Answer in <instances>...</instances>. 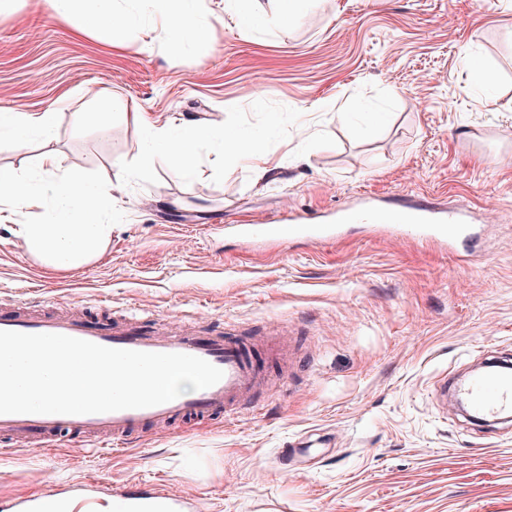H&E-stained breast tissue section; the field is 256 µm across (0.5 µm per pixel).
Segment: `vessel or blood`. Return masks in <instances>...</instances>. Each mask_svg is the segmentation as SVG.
<instances>
[{"instance_id":"b4317fda","label":"vessel or blood","mask_w":512,"mask_h":512,"mask_svg":"<svg viewBox=\"0 0 512 512\" xmlns=\"http://www.w3.org/2000/svg\"><path fill=\"white\" fill-rule=\"evenodd\" d=\"M343 224L381 225L425 240L453 241L472 233L462 212L436 207L425 199L389 206L370 205L359 214L341 210L332 224H241L237 232L247 244L256 238L282 244L301 237L331 239ZM0 330L62 334L115 349L188 354L223 372L222 379L209 388L191 390L148 408L84 415L0 414V448L7 452L19 446L43 449L64 438L71 455L78 457L92 438L104 448L118 446L133 435L146 437L151 431L172 427L188 418L239 412L263 383L264 370L257 348L250 337L231 329L200 333L187 326L175 330L161 325L148 328L133 320L96 327L76 310L23 312L5 307L0 309ZM464 395L481 422L490 423L511 415L512 369L472 374L464 385ZM108 495L112 512H187L189 507L182 496L164 488H113ZM66 498L80 499L84 512H94L96 495L78 486L52 491L42 502L11 503L5 512H51L52 506Z\"/></svg>"}]
</instances>
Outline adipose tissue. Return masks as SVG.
<instances>
[{
    "label": "adipose tissue",
    "mask_w": 512,
    "mask_h": 512,
    "mask_svg": "<svg viewBox=\"0 0 512 512\" xmlns=\"http://www.w3.org/2000/svg\"><path fill=\"white\" fill-rule=\"evenodd\" d=\"M148 1L159 15L152 25L156 36L174 38L184 47L194 46L196 34L206 25L200 0H51V9L56 20L73 25L78 34L98 33L113 48L121 49L129 42L140 5ZM54 129V113L0 108V139L16 148H26L35 140L51 141ZM212 140L223 149L243 148L255 158L263 155L259 139L245 138L232 129L218 132L194 124L146 129L141 160L146 163L160 154L187 170L196 147ZM56 169L50 151L26 174L0 166V206L14 213L39 208L38 222L20 225L17 233L27 251L47 269L67 271L82 267L101 252L112 230L102 221L112 209V189L80 173L58 175Z\"/></svg>",
    "instance_id": "obj_1"
}]
</instances>
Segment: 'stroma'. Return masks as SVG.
Segmentation results:
<instances>
[{
	"label": "stroma",
	"instance_id": "stroma-1",
	"mask_svg": "<svg viewBox=\"0 0 512 512\" xmlns=\"http://www.w3.org/2000/svg\"><path fill=\"white\" fill-rule=\"evenodd\" d=\"M203 0L198 46L112 49L58 23L48 0H0V108L52 112V142L0 166L113 184L112 233L88 265L53 273L16 235L37 214L0 212V303L71 302L87 318H199L294 352L292 373L233 422H182L124 448L71 458L66 442L0 456V502L78 483H140L204 512H512V421L486 429L439 402L448 372L512 357V0H312L285 16ZM497 75L478 89L465 65ZM111 131L74 115L111 97ZM206 124L263 140L268 176L206 142L192 173L155 157L145 125ZM418 195L463 208L448 245L341 226L338 240L240 244V224ZM290 449V462L280 458Z\"/></svg>",
	"mask_w": 512,
	"mask_h": 512
}]
</instances>
